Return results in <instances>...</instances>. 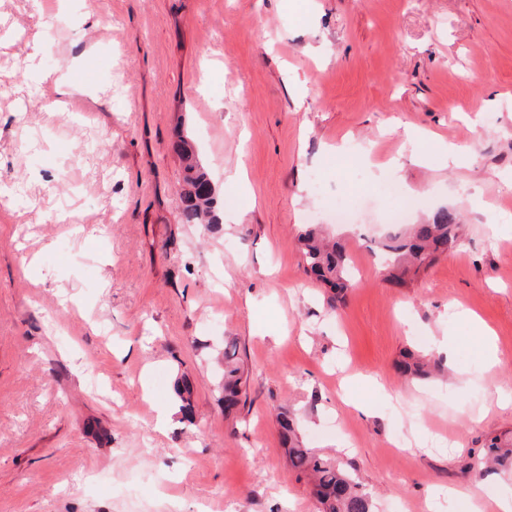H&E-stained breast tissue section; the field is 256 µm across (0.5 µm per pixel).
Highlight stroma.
Segmentation results:
<instances>
[{"mask_svg": "<svg viewBox=\"0 0 512 512\" xmlns=\"http://www.w3.org/2000/svg\"><path fill=\"white\" fill-rule=\"evenodd\" d=\"M59 77L90 99L62 102ZM181 134L219 192L218 229L181 221ZM390 183L417 200L413 222L445 207L464 226L406 288L368 248ZM336 200L355 224H333ZM309 224L353 266L335 309L297 247ZM228 340L247 372L231 417ZM407 352L440 372L405 379ZM501 390L512 0H0V512H320L282 408L375 512H448L441 489L512 432Z\"/></svg>", "mask_w": 512, "mask_h": 512, "instance_id": "1", "label": "stroma"}]
</instances>
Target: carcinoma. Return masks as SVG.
I'll return each mask as SVG.
<instances>
[{
	"mask_svg": "<svg viewBox=\"0 0 512 512\" xmlns=\"http://www.w3.org/2000/svg\"><path fill=\"white\" fill-rule=\"evenodd\" d=\"M180 155L184 167L183 218L187 224H204L212 228L220 223V202L214 184L198 159L193 146L181 140ZM461 224L455 212L441 209L422 224H410L377 242L378 250L389 260L390 279L403 286L440 256L454 249L460 240ZM298 247L307 273L332 292L327 304L336 309V294L351 288L349 260L344 249L327 241L314 225L298 238ZM431 360L408 354L397 364L398 370L412 378H427ZM244 370L236 354V345H224V415L229 416L240 403ZM283 444L288 448L291 468L305 477L312 493L322 505V512H372V500L353 476L340 465L305 447L300 439L294 416L284 410L277 414ZM473 465L485 473L512 471V437L496 436L477 457Z\"/></svg>",
	"mask_w": 512,
	"mask_h": 512,
	"instance_id": "obj_1",
	"label": "carcinoma"
}]
</instances>
